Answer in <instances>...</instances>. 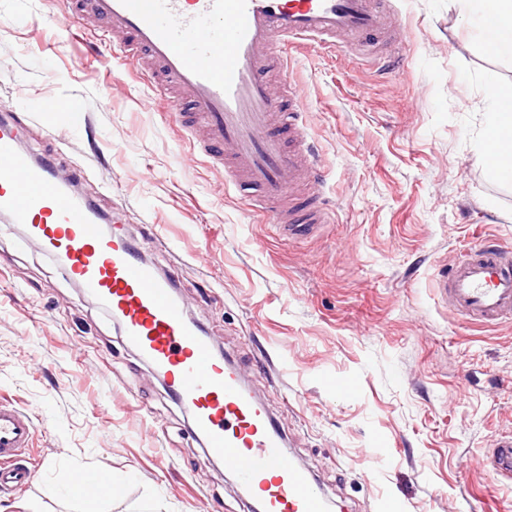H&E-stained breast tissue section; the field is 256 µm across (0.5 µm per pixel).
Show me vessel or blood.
Listing matches in <instances>:
<instances>
[{"mask_svg": "<svg viewBox=\"0 0 512 512\" xmlns=\"http://www.w3.org/2000/svg\"><path fill=\"white\" fill-rule=\"evenodd\" d=\"M68 13L114 46L146 60L158 92L175 90L178 123L203 127L199 148L223 166L227 185L245 194L256 217L274 216L280 233L299 238L326 223L318 199L283 208L300 184L317 188L325 171L308 142L304 101L295 83L273 89L272 64L287 49H348L397 40L390 13L374 0H65ZM15 117H0V219L57 260L83 296L117 321L125 343L162 374L192 415L209 457L250 488L261 512H330V502L231 354L187 316L173 272L145 259L134 240L105 228L83 175H60L23 149ZM446 305L467 319L512 320V247L485 244L437 275ZM35 433L27 415L0 404V487H23L16 464ZM488 466L512 482V434L497 436Z\"/></svg>", "mask_w": 512, "mask_h": 512, "instance_id": "vessel-or-blood-1", "label": "vessel or blood"}]
</instances>
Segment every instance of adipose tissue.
Masks as SVG:
<instances>
[{"label":"adipose tissue","instance_id":"obj_1","mask_svg":"<svg viewBox=\"0 0 512 512\" xmlns=\"http://www.w3.org/2000/svg\"><path fill=\"white\" fill-rule=\"evenodd\" d=\"M463 10L478 14V35L492 55L512 57V0H454ZM489 111L477 143L480 160L496 178L512 174V83L485 81Z\"/></svg>","mask_w":512,"mask_h":512}]
</instances>
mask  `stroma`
I'll list each match as a JSON object with an SVG mask.
<instances>
[{"instance_id": "obj_1", "label": "stroma", "mask_w": 512, "mask_h": 512, "mask_svg": "<svg viewBox=\"0 0 512 512\" xmlns=\"http://www.w3.org/2000/svg\"><path fill=\"white\" fill-rule=\"evenodd\" d=\"M402 68L363 64L364 47L292 54L288 75L326 170L330 224L283 238L225 186L166 103L62 0H0V112L18 139L78 186L147 258L172 269L187 314L231 353L316 475L332 512H512V487L483 464L512 434V320L484 326L448 310L434 273L484 239L512 245V181L479 163L487 54L474 16L448 0H382ZM80 101L72 127L51 99ZM354 376L338 396L328 376ZM0 402L35 424L25 488L0 512H248L207 461L190 416L117 325L21 227L0 220ZM116 486L69 491L74 474Z\"/></svg>"}]
</instances>
